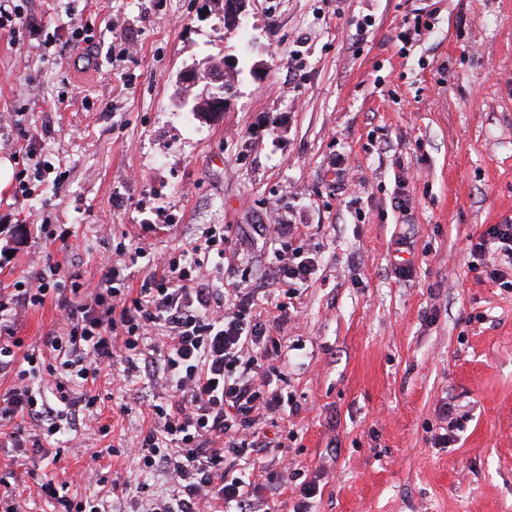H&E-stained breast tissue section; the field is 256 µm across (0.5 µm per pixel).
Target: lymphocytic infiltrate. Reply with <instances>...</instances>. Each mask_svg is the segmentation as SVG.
Masks as SVG:
<instances>
[{
	"instance_id": "f902f5d3",
	"label": "lymphocytic infiltrate",
	"mask_w": 512,
	"mask_h": 512,
	"mask_svg": "<svg viewBox=\"0 0 512 512\" xmlns=\"http://www.w3.org/2000/svg\"><path fill=\"white\" fill-rule=\"evenodd\" d=\"M273 245L275 269L290 290L308 287L318 270V250L278 248L279 224L263 227ZM227 230L210 226L203 245L183 251L181 259L150 257L157 273L136 296L117 287L120 270L105 264L98 284L74 276L61 297L62 318L43 338V347L62 357L49 366L56 391L44 401L31 382L38 353L25 352L12 329L20 314L43 305L51 286L40 281L0 295V367L15 369V383L0 395V422L14 424L12 447H42L60 431L55 405L90 410L96 396H73L70 382L95 378L107 361L134 363L140 337L164 326L171 339L163 370L174 395L152 408L154 426L138 441L145 448V467L165 462L175 493L155 502L150 512H211L223 502L224 512H251L255 487L229 475L227 455H253L266 445L260 435L262 417L297 413L290 395L269 389L267 371L281 344L265 323L254 320V302L235 288L230 304L216 300L208 276V255L223 256ZM469 268L487 280L512 286V224H492L469 247ZM42 435L26 436L25 422ZM177 454H169V447Z\"/></svg>"
}]
</instances>
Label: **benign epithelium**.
<instances>
[{"instance_id": "benign-epithelium-1", "label": "benign epithelium", "mask_w": 512, "mask_h": 512, "mask_svg": "<svg viewBox=\"0 0 512 512\" xmlns=\"http://www.w3.org/2000/svg\"><path fill=\"white\" fill-rule=\"evenodd\" d=\"M237 63L236 56L226 55L218 66L203 59L184 70L179 76L182 92L175 100L177 110L181 112L190 107L191 98L195 97L206 103V109L198 115L201 120H209L224 111L236 90V82H226V76L236 74Z\"/></svg>"}]
</instances>
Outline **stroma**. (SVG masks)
Returning a JSON list of instances; mask_svg holds the SVG:
<instances>
[{"mask_svg": "<svg viewBox=\"0 0 512 512\" xmlns=\"http://www.w3.org/2000/svg\"><path fill=\"white\" fill-rule=\"evenodd\" d=\"M26 24L0 33V149L14 170L38 148L59 186L19 202L0 184V289L154 269L136 247L178 256L228 224L212 285L250 288L281 353L272 389L297 414L264 420L257 465L228 457L258 488L256 512H512V288L468 269L471 239L512 224V0H245L240 29L224 0H26ZM86 27L90 46L57 59L53 34ZM247 69L214 122L176 111L181 72L206 55ZM297 225L319 269L288 293L259 225ZM407 236L413 271L395 275ZM55 295L14 326L41 346ZM111 365L93 412L62 420L56 454L10 457L0 479L14 512H148L173 495L164 465L129 445L166 402L164 376ZM468 413L456 441L432 447L441 402ZM122 454H107V446ZM288 475H279L281 461ZM63 486L65 503L45 481Z\"/></svg>", "mask_w": 512, "mask_h": 512, "instance_id": "1", "label": "stroma"}]
</instances>
